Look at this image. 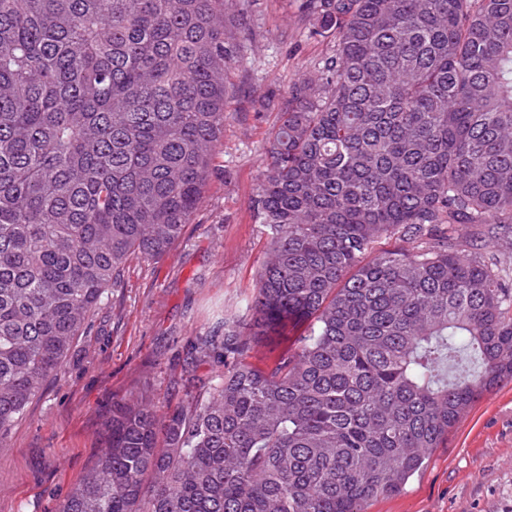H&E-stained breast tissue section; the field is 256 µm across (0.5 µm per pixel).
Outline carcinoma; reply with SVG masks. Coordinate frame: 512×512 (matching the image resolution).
<instances>
[{"instance_id": "cac0c4a2", "label": "carcinoma", "mask_w": 512, "mask_h": 512, "mask_svg": "<svg viewBox=\"0 0 512 512\" xmlns=\"http://www.w3.org/2000/svg\"><path fill=\"white\" fill-rule=\"evenodd\" d=\"M249 2L0 0V446L129 259L192 222ZM300 13L328 50L267 143L269 258L190 357L224 373L112 400L59 512H366L512 381V0ZM298 332L287 327L283 336H271L270 338L253 345L247 353L246 360L255 368L267 370L273 366L280 353L288 348L294 341Z\"/></svg>"}]
</instances>
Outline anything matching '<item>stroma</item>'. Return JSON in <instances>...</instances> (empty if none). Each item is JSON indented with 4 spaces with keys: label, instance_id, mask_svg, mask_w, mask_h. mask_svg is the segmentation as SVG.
I'll list each match as a JSON object with an SVG mask.
<instances>
[{
    "label": "stroma",
    "instance_id": "stroma-1",
    "mask_svg": "<svg viewBox=\"0 0 512 512\" xmlns=\"http://www.w3.org/2000/svg\"><path fill=\"white\" fill-rule=\"evenodd\" d=\"M300 0H259L250 37L229 73L224 143L204 200L160 259L139 257L111 289L62 371L33 400L0 455V512H58L100 451L101 417L113 398L149 390L162 407L192 383L189 351L246 315L265 262L267 229L255 199L265 145L285 94L326 51L298 18ZM368 512H512V382L461 418L446 447L398 495Z\"/></svg>",
    "mask_w": 512,
    "mask_h": 512
}]
</instances>
